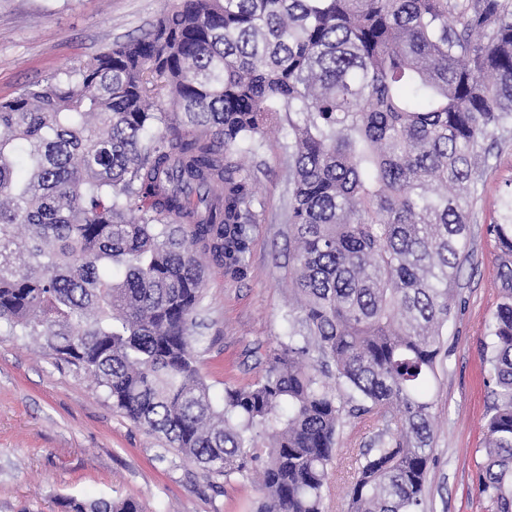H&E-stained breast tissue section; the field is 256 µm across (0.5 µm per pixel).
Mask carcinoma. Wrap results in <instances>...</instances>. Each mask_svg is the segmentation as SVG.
Here are the masks:
<instances>
[{
	"label": "carcinoma",
	"instance_id": "carcinoma-1",
	"mask_svg": "<svg viewBox=\"0 0 512 512\" xmlns=\"http://www.w3.org/2000/svg\"><path fill=\"white\" fill-rule=\"evenodd\" d=\"M280 126L290 329L253 384L218 398L191 350L203 260L247 274L265 202L240 156ZM511 126L512 0H179L0 101V334L88 370L209 482L260 473V512H322L343 419L379 415L396 432L356 458L349 512H422L479 164ZM491 232L502 297L479 490L512 512V196Z\"/></svg>",
	"mask_w": 512,
	"mask_h": 512
}]
</instances>
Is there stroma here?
Returning <instances> with one entry per match:
<instances>
[{
  "instance_id": "stroma-1",
  "label": "stroma",
  "mask_w": 512,
  "mask_h": 512,
  "mask_svg": "<svg viewBox=\"0 0 512 512\" xmlns=\"http://www.w3.org/2000/svg\"><path fill=\"white\" fill-rule=\"evenodd\" d=\"M174 0H0V99L45 82L104 47L149 30ZM254 167L266 202L251 245L250 271L234 279L212 265L193 328L192 351L214 394L253 383L288 332L294 243L288 204V136L273 129ZM512 192V132L494 135L477 185L472 254L442 338L433 395L424 512H489L476 461L492 383L483 361L486 321L500 299L496 239L489 226ZM382 430L346 419L324 490V512H348L355 459ZM138 500L144 512H259L256 477L211 488L201 469L113 408L83 368L56 360L30 337L0 335V512H60L59 498Z\"/></svg>"
}]
</instances>
